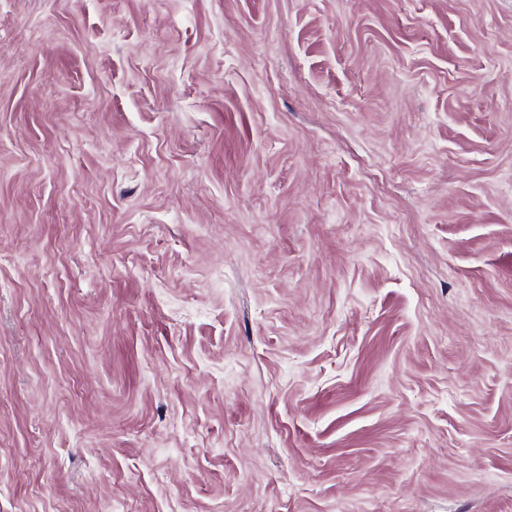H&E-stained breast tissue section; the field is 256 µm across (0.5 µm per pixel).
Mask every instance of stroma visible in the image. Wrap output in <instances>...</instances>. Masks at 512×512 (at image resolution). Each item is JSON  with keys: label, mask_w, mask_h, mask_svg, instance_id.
<instances>
[{"label": "stroma", "mask_w": 512, "mask_h": 512, "mask_svg": "<svg viewBox=\"0 0 512 512\" xmlns=\"http://www.w3.org/2000/svg\"><path fill=\"white\" fill-rule=\"evenodd\" d=\"M0 512H512V0H0Z\"/></svg>", "instance_id": "35a3bbf8"}]
</instances>
